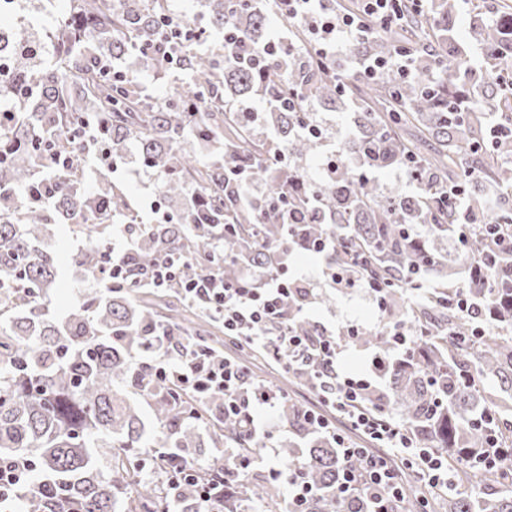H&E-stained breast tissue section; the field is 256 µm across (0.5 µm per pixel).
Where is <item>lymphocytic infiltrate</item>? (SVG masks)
<instances>
[{
	"mask_svg": "<svg viewBox=\"0 0 512 512\" xmlns=\"http://www.w3.org/2000/svg\"><path fill=\"white\" fill-rule=\"evenodd\" d=\"M399 2L361 0L358 13L335 16L327 12L323 0H277L283 15L307 23L312 49L321 62L335 60L337 42L353 45L376 37L381 27L399 19ZM111 250L94 278L101 284L126 283L128 258L134 250L126 225H117ZM183 267L182 256L163 255L146 268L142 282L149 288L180 283L184 300L221 321L226 335L263 349L288 371L310 363L312 389L327 410L307 411L305 420L334 442L337 454L347 464L338 489L342 500L363 498L370 503V512H388L389 505L401 499L399 478L384 454L388 448L400 453L409 468L422 471L431 485L450 487L445 453L423 447L389 410H368L361 404L366 393L379 390L380 378L395 361L412 354L417 342L414 333L402 324H391L386 330L387 346L372 356L368 372L350 375L340 369L341 347L335 334L320 326L314 335L305 336L294 327L291 297L297 292H309L304 278L288 276L282 269L229 282L212 273L187 278ZM141 362L150 367L155 382L176 381L200 399L222 395L225 414L237 417L258 440L254 459L236 461L234 471L238 476H245L253 462L264 460L273 436L271 424L284 395L255 381L241 359L226 354L217 357L208 350L175 342L165 330L144 347ZM335 415L365 435L371 448L338 433L331 422Z\"/></svg>",
	"mask_w": 512,
	"mask_h": 512,
	"instance_id": "1",
	"label": "lymphocytic infiltrate"
}]
</instances>
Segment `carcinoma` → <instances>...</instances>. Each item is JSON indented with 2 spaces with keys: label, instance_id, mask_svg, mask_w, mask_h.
Segmentation results:
<instances>
[{
  "label": "carcinoma",
  "instance_id": "obj_1",
  "mask_svg": "<svg viewBox=\"0 0 512 512\" xmlns=\"http://www.w3.org/2000/svg\"><path fill=\"white\" fill-rule=\"evenodd\" d=\"M67 12L48 33L51 50L23 32L0 81V108L15 120L0 136V463L31 462L44 485L21 494L26 512H199L197 487L145 477L155 467L171 474L200 461L199 482L224 479V497L212 499L213 512H285L281 487L271 477L230 476L232 460L250 457L257 440L239 421L224 414L219 398L199 400L172 384L150 382L138 357L156 328L192 336L210 348L213 337L204 317L175 305L169 288L158 294L110 284L86 290L58 321L47 303L57 269L42 247L47 226L77 222L86 245L78 265L93 273L109 250L113 218L137 236L132 261L147 265L168 252L186 261L193 277L221 271L240 278V263L271 273L315 238L336 243V262L353 278L388 284L384 314L406 322L419 336L414 353L393 364L387 391L368 395L366 405L394 406L406 426L427 448L448 451V468L475 492L442 503L402 476L404 501L393 512H512V422L502 404L483 398L477 376L491 374L512 392V335L485 331L480 324L512 325V288H484L471 274L470 299L485 316L473 318L453 305L457 271L448 257L430 247L418 225L436 236H458L461 217L475 228L457 241L463 264L489 247L490 226L512 228V138L495 140L485 114L512 123L502 87L512 82V14L495 18L476 13L472 38L484 49L479 74L464 75L468 48L457 36L459 0H429L426 18L406 8L400 29L354 45L363 58H385L399 46L416 52L419 77L399 80L382 73L360 94L342 78L336 63L313 59L305 24H291L293 49L274 59L263 73L247 56L262 50L269 13L254 0H199L210 30L232 27L245 59L224 58V47L198 51L171 37L161 26L168 0H66ZM139 54L157 74L174 71L187 80L162 97L147 94L122 60ZM114 64L112 73L101 70ZM262 101L258 119L247 122L226 107L225 98ZM355 111L352 136L327 177L310 179L297 160L316 148L300 123L317 111ZM99 134L109 159L96 172L98 187L84 190L85 125ZM161 185L167 211L185 224L134 227L136 217L112 163L129 147ZM431 152L424 153L425 147ZM283 154L279 166L269 159ZM69 159L57 166V156ZM414 158L420 163V191L389 196L377 175L397 170ZM237 165L249 168L260 191L243 196L229 177ZM473 170L464 209L444 205L442 187ZM50 187L36 200L31 187ZM316 202L319 222L288 226L289 211H308ZM224 232V250L214 247ZM431 272L434 287L409 300L410 282ZM496 281L512 280V252L499 254ZM150 401L156 434L147 436L135 397ZM194 412L206 435L187 423ZM306 409L288 400L281 420L305 451L290 448L288 467H302L313 486L306 512H366L365 501L343 504L337 485L346 464L336 449L304 422ZM494 436L503 451L487 469L482 453ZM233 449L230 457L204 456V441ZM159 448L166 460L153 465L145 449Z\"/></svg>",
  "mask_w": 512,
  "mask_h": 512
}]
</instances>
